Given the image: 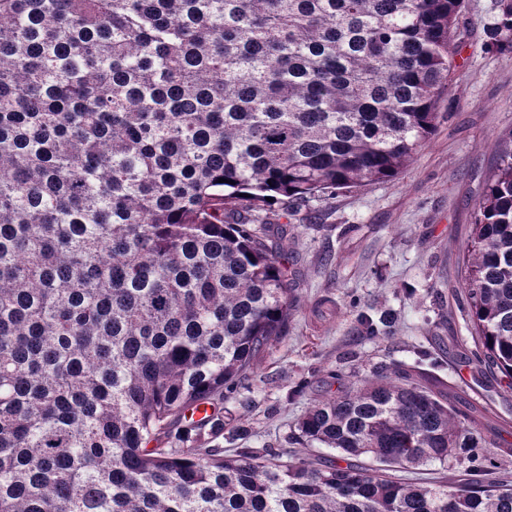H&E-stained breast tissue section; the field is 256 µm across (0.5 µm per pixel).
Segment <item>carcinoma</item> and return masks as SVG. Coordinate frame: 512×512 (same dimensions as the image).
Returning a JSON list of instances; mask_svg holds the SVG:
<instances>
[{"label":"carcinoma","mask_w":512,"mask_h":512,"mask_svg":"<svg viewBox=\"0 0 512 512\" xmlns=\"http://www.w3.org/2000/svg\"><path fill=\"white\" fill-rule=\"evenodd\" d=\"M462 27L464 0H0V512H512L471 458L512 427L425 355L299 418L340 463L205 447L297 306L280 218L408 166ZM464 284L512 390V141ZM450 457L466 479L391 474Z\"/></svg>","instance_id":"obj_1"}]
</instances>
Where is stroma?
<instances>
[{"label":"stroma","instance_id":"1","mask_svg":"<svg viewBox=\"0 0 512 512\" xmlns=\"http://www.w3.org/2000/svg\"><path fill=\"white\" fill-rule=\"evenodd\" d=\"M498 0H465L457 76L434 134L391 181L300 204L279 241L298 308L285 336L224 399L216 447L272 448L282 458L332 456L291 433L314 399L380 366L438 354L439 373L467 400L512 422V392L484 373L463 308L461 264L493 146L512 135V51L487 44ZM389 315L373 336L362 315ZM245 426L248 438L232 436Z\"/></svg>","mask_w":512,"mask_h":512}]
</instances>
